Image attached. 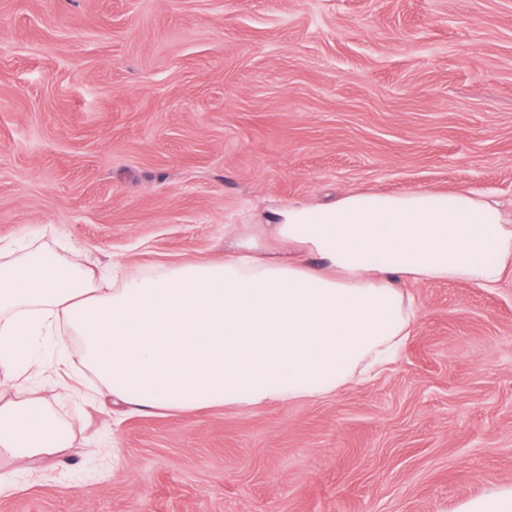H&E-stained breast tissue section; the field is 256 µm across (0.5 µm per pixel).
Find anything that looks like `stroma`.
<instances>
[{"label":"stroma","mask_w":512,"mask_h":512,"mask_svg":"<svg viewBox=\"0 0 512 512\" xmlns=\"http://www.w3.org/2000/svg\"><path fill=\"white\" fill-rule=\"evenodd\" d=\"M512 210V0H0V245L139 277L346 190ZM390 370L320 400L134 412L35 378L55 458L0 512H456L512 484V276L403 282Z\"/></svg>","instance_id":"1"}]
</instances>
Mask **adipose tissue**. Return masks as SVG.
<instances>
[{
    "instance_id": "ef3b65f1",
    "label": "adipose tissue",
    "mask_w": 512,
    "mask_h": 512,
    "mask_svg": "<svg viewBox=\"0 0 512 512\" xmlns=\"http://www.w3.org/2000/svg\"><path fill=\"white\" fill-rule=\"evenodd\" d=\"M223 261L126 278L55 249L0 246V456L60 453L62 422L34 396L35 337H69L106 395L135 411L253 407L330 395L388 370L412 334L398 283L497 286L512 275V213L469 192H344L257 216ZM291 249L281 258L265 238Z\"/></svg>"
}]
</instances>
